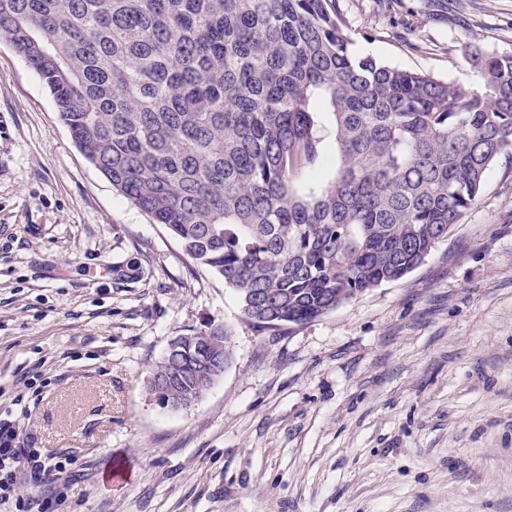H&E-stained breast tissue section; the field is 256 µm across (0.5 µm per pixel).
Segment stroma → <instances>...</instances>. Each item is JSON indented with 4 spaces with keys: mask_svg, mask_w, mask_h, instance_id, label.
Segmentation results:
<instances>
[{
    "mask_svg": "<svg viewBox=\"0 0 512 512\" xmlns=\"http://www.w3.org/2000/svg\"><path fill=\"white\" fill-rule=\"evenodd\" d=\"M337 8L354 53L404 69L470 84L467 46L512 55V0ZM210 323L231 334L223 375L159 404L170 341ZM19 394L35 447L77 459L48 512H512V161L406 277L260 331L0 40L1 416Z\"/></svg>",
    "mask_w": 512,
    "mask_h": 512,
    "instance_id": "stroma-1",
    "label": "stroma"
}]
</instances>
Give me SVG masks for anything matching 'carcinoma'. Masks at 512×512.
Returning a JSON list of instances; mask_svg holds the SVG:
<instances>
[{"label":"carcinoma","mask_w":512,"mask_h":512,"mask_svg":"<svg viewBox=\"0 0 512 512\" xmlns=\"http://www.w3.org/2000/svg\"><path fill=\"white\" fill-rule=\"evenodd\" d=\"M0 39L85 158L224 279L250 322L306 324L420 266L512 156V56L465 87L350 49L336 0H0ZM332 162L331 178L320 171ZM153 374L201 400L224 327Z\"/></svg>","instance_id":"1"}]
</instances>
